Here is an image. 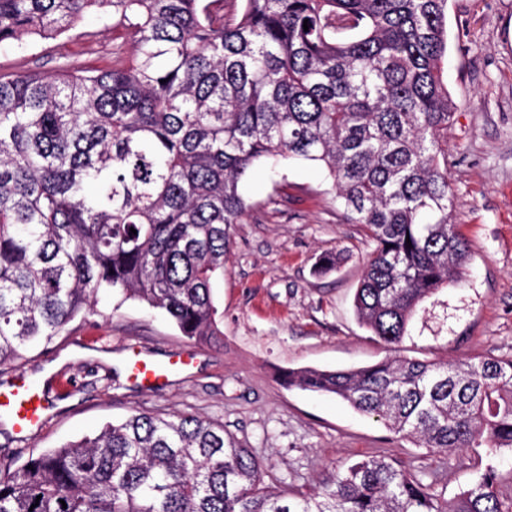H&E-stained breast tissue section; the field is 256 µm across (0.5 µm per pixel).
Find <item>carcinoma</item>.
Here are the masks:
<instances>
[{
    "instance_id": "1",
    "label": "carcinoma",
    "mask_w": 512,
    "mask_h": 512,
    "mask_svg": "<svg viewBox=\"0 0 512 512\" xmlns=\"http://www.w3.org/2000/svg\"><path fill=\"white\" fill-rule=\"evenodd\" d=\"M448 2L0 0V46L56 40L88 13L131 44L106 70L0 74V367L96 314L101 292L224 343L216 289L242 178L293 159L326 170L374 244L354 310L396 349L467 262L448 219ZM283 382L433 452L512 451V358L388 357ZM266 468L222 424L134 410L1 464L0 512H512L493 469L448 501L382 457L289 497Z\"/></svg>"
}]
</instances>
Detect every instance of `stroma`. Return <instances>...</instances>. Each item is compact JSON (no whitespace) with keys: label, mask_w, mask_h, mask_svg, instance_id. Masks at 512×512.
<instances>
[{"label":"stroma","mask_w":512,"mask_h":512,"mask_svg":"<svg viewBox=\"0 0 512 512\" xmlns=\"http://www.w3.org/2000/svg\"><path fill=\"white\" fill-rule=\"evenodd\" d=\"M122 29L90 14L63 38L0 48V71L53 74L106 68L128 49ZM448 91L457 104L448 130L449 219L470 246L464 281L441 289L414 315L401 357L466 362L512 356V0H449ZM250 208L230 228L220 285L224 342L196 345L162 313L100 295L98 315L75 321L51 344L29 349L23 372L55 397L47 424L27 446L0 434V458L24 461L95 433L133 410L193 414L223 423L269 465L266 484L308 491L366 457L385 456L454 499L487 469L512 483V453L487 448L432 452L336 397L291 389L289 369H346L388 355L362 327L354 295L373 249L348 223L330 179L291 161L257 167L242 183ZM325 254L337 270L313 271ZM142 351L159 363L195 353L193 367L149 392L128 381L123 358ZM71 378L64 390L57 377Z\"/></svg>","instance_id":"stroma-1"}]
</instances>
